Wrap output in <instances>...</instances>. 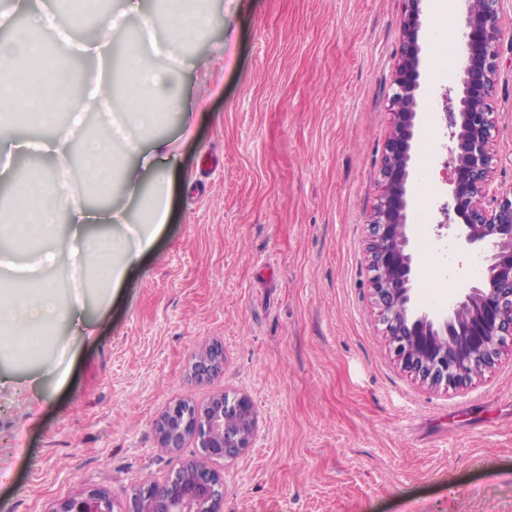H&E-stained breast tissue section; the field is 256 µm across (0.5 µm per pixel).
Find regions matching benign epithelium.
<instances>
[{
    "label": "benign epithelium",
    "mask_w": 512,
    "mask_h": 512,
    "mask_svg": "<svg viewBox=\"0 0 512 512\" xmlns=\"http://www.w3.org/2000/svg\"><path fill=\"white\" fill-rule=\"evenodd\" d=\"M402 44L390 97L394 129L382 160V194L369 223V267L380 316L402 365L432 385H460L494 364L512 337V189L492 187L494 161L488 97L501 71V0H463L457 108L450 109L451 189L442 212L454 215L466 246H492L486 277L448 301L438 314L412 296L413 227L408 184L418 97L423 0H404ZM224 368V351L201 348L191 366L199 379ZM159 445L173 452L193 442L202 459L181 463L162 481L133 489L121 512H220L224 480L208 462L233 458L250 447L257 415L245 396L220 393L202 404L180 402L156 420ZM109 493L73 489L51 512H114Z\"/></svg>",
    "instance_id": "7a95c632"
}]
</instances>
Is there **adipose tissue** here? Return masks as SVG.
<instances>
[{"label":"adipose tissue","mask_w":512,"mask_h":512,"mask_svg":"<svg viewBox=\"0 0 512 512\" xmlns=\"http://www.w3.org/2000/svg\"><path fill=\"white\" fill-rule=\"evenodd\" d=\"M71 2L69 22L30 9L0 38V112L13 118L0 122V155L42 154L52 163L47 172L0 166L13 193L0 209V359L55 338L63 325L90 333L89 273L117 293L168 224L174 146L165 130L174 116L181 138H191L208 100L155 57L161 49L182 58L185 45L209 35L218 19L205 0H155L150 9L125 0L104 17ZM92 110L112 112L109 140L84 137ZM20 124L41 138H17ZM76 162L93 191L62 194L59 181ZM61 267L70 272L64 284L48 277Z\"/></svg>","instance_id":"ef3b65f1"}]
</instances>
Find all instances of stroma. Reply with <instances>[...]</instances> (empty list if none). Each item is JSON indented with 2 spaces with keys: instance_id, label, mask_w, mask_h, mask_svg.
Instances as JSON below:
<instances>
[{
  "instance_id": "35a3bbf8",
  "label": "stroma",
  "mask_w": 512,
  "mask_h": 512,
  "mask_svg": "<svg viewBox=\"0 0 512 512\" xmlns=\"http://www.w3.org/2000/svg\"><path fill=\"white\" fill-rule=\"evenodd\" d=\"M422 4V110L410 221L415 296L443 311L473 284L477 252L436 237L453 165L446 107L458 61ZM223 28L196 43L208 113L178 144L172 216L108 307L93 340L55 357L43 399L0 387V512H51L76 486L123 505L178 459L155 421L179 402L250 397V448L214 462L221 512H512V342L463 385H430L395 356L368 263L371 215L393 128L390 96L403 0H210ZM493 186L512 189V68L489 97ZM440 138L431 162L423 149ZM433 240L424 250V240ZM441 266L446 293L423 288ZM224 370H191L198 346ZM224 368V351L218 345L202 347L196 354L191 366L192 373L199 379H207Z\"/></svg>"
}]
</instances>
